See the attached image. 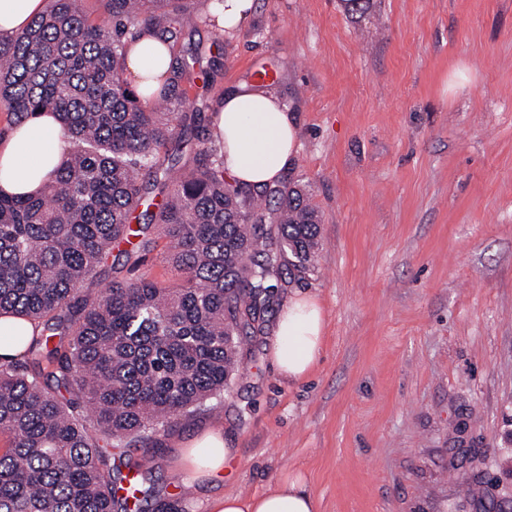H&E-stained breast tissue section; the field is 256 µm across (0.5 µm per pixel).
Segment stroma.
Returning a JSON list of instances; mask_svg holds the SVG:
<instances>
[{"label":"stroma","instance_id":"35a3bbf8","mask_svg":"<svg viewBox=\"0 0 512 512\" xmlns=\"http://www.w3.org/2000/svg\"><path fill=\"white\" fill-rule=\"evenodd\" d=\"M200 21L178 43L199 130L237 83L256 82L299 129L286 173L320 219L299 293L325 316L322 351L281 377L269 331L245 336L224 395L112 458L145 463L177 494L181 457L218 428L237 451L209 498L263 492L302 473L318 512H500L512 503V0H253L233 30Z\"/></svg>","mask_w":512,"mask_h":512}]
</instances>
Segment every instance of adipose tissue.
Returning <instances> with one entry per match:
<instances>
[{"label": "adipose tissue", "instance_id": "ef3b65f1", "mask_svg": "<svg viewBox=\"0 0 512 512\" xmlns=\"http://www.w3.org/2000/svg\"><path fill=\"white\" fill-rule=\"evenodd\" d=\"M126 72L138 92L158 85L170 59L166 43L143 34L129 42ZM215 137L224 148V167L238 183L262 187L277 181L298 150V128L279 99L268 90L239 83L218 105ZM68 147L59 121L43 112L13 127L0 140V191L35 193L58 166ZM325 319L316 297L294 296L282 310L272 346L278 373L289 380L304 378L322 348ZM235 454L222 431L211 430L196 440L182 458L184 474L194 481L214 482ZM209 512H317L316 500L298 475L278 478L253 495L227 493L210 499Z\"/></svg>", "mask_w": 512, "mask_h": 512}]
</instances>
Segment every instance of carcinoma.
<instances>
[{
    "mask_svg": "<svg viewBox=\"0 0 512 512\" xmlns=\"http://www.w3.org/2000/svg\"><path fill=\"white\" fill-rule=\"evenodd\" d=\"M112 25H95L79 0H49L29 25L0 36V109L22 122L58 115L70 146L40 193H0V316L33 321L25 363L0 362V512H128L151 497L142 465L110 463L99 440L131 448L147 431L227 390L238 337L262 330L279 289L307 273L319 217L305 190L284 181L258 193L224 180V156L197 151L189 173L159 153L179 135L184 87L199 49L172 55L154 105L122 72L126 46L145 32L171 42L193 26L191 0H100ZM162 196L139 211L147 195ZM143 223L132 227L134 214ZM185 277L112 281L91 298L112 249L139 262L156 243ZM136 242H131V239ZM188 491L152 512H185Z\"/></svg>",
    "mask_w": 512,
    "mask_h": 512,
    "instance_id": "cac0c4a2",
    "label": "carcinoma"
}]
</instances>
